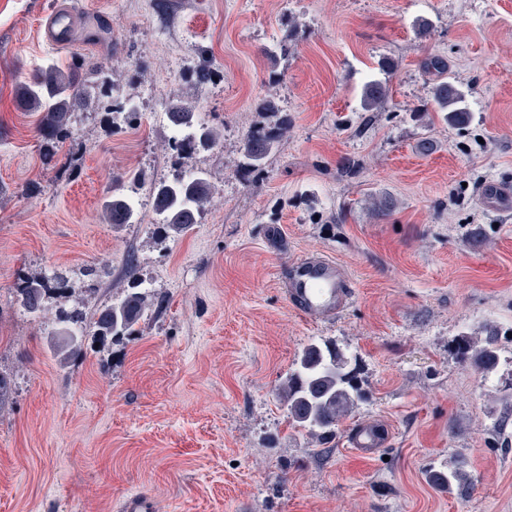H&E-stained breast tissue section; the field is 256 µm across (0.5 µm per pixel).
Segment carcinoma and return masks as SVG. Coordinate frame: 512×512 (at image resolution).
<instances>
[{"label":"carcinoma","instance_id":"carcinoma-1","mask_svg":"<svg viewBox=\"0 0 512 512\" xmlns=\"http://www.w3.org/2000/svg\"><path fill=\"white\" fill-rule=\"evenodd\" d=\"M386 78L366 82L360 96L361 108L366 112L382 110L390 97V77L393 66L382 67ZM98 85V74L88 70L79 74L75 68L67 71L52 64L36 71L19 89L20 101L31 111L42 114L39 135L47 142L60 145L73 139L71 118L74 107L90 103ZM430 106L451 125L465 126L471 121V111L461 88L451 79L441 80L430 89ZM174 126L185 136L191 151L209 149L220 134L197 122L193 102L176 96L168 103ZM286 128L269 129L262 135L248 134L239 146L240 166L253 174L264 169L265 159L277 148ZM212 185L203 171L188 177L175 176L160 181L151 188L155 212L163 217L162 228L167 233L180 235L196 223V215L209 202ZM106 220L112 224H131L134 203L122 194H113L104 206ZM62 281L28 280L20 288L25 310L33 315L48 305L50 291L59 289ZM148 295L139 283L131 281L117 303L88 315L80 310L63 313V322L81 334H88L104 342L123 340L138 333L137 325L147 305ZM512 332L495 325L482 326L479 340L472 347L462 348V354L477 369L488 372L496 364L501 337ZM282 399L288 405V421L309 435L324 441L336 432L340 421L350 416L363 392L354 381L349 357L336 346L326 342L308 344L299 357L296 368L284 382ZM467 480L466 472L458 468L448 473L433 471L429 481L437 488L449 490Z\"/></svg>","mask_w":512,"mask_h":512}]
</instances>
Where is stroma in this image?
<instances>
[{"mask_svg":"<svg viewBox=\"0 0 512 512\" xmlns=\"http://www.w3.org/2000/svg\"><path fill=\"white\" fill-rule=\"evenodd\" d=\"M60 5L84 25L66 50L41 36ZM282 42L287 55H265ZM200 47L215 75L202 86ZM430 56L465 92L468 126L426 111ZM386 57L390 101L361 111ZM76 61L101 69L97 102L55 148L18 88ZM181 94L221 138L182 162L214 194L174 235L154 222L150 185L174 173L165 107ZM130 97L132 122L114 109ZM276 122L288 132L263 176L245 174L241 141ZM506 177L512 0H0V512H119L139 491L155 512H512V339L490 372L460 353L482 325L512 327V214L479 197ZM115 192L137 201L135 223L104 219ZM384 195L387 215L373 207ZM305 256L352 281L335 320L287 300L279 272ZM57 275L73 295L28 314L19 282ZM133 278L150 296L137 336L65 356L61 309L116 302ZM314 341L350 357L366 392L322 443L281 400ZM370 421L392 435L367 459L347 435ZM458 467L469 484L428 480Z\"/></svg>","mask_w":512,"mask_h":512,"instance_id":"1","label":"stroma"}]
</instances>
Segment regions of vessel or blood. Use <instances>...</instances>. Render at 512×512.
<instances>
[{
	"mask_svg": "<svg viewBox=\"0 0 512 512\" xmlns=\"http://www.w3.org/2000/svg\"><path fill=\"white\" fill-rule=\"evenodd\" d=\"M76 14L67 7L53 9L47 16L44 41L61 49L68 47L77 27ZM487 202L507 210L512 208V183L490 181L480 188ZM284 278L288 282L287 298L290 305L305 319L323 322L335 319L352 302L354 292L340 265L328 257H303L289 262ZM389 441L373 422L351 428L349 446L360 456H376Z\"/></svg>",
	"mask_w": 512,
	"mask_h": 512,
	"instance_id": "vessel-or-blood-1",
	"label": "vessel or blood"
}]
</instances>
